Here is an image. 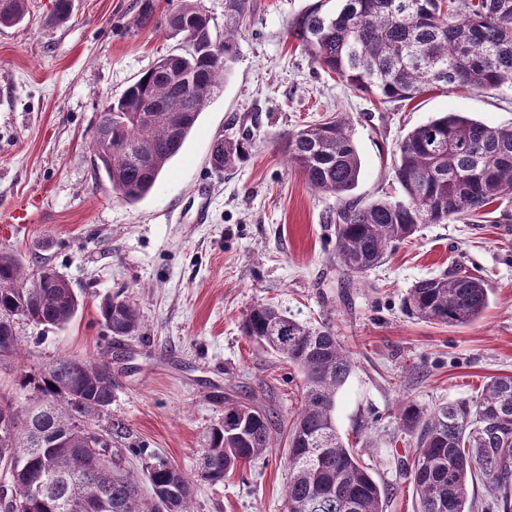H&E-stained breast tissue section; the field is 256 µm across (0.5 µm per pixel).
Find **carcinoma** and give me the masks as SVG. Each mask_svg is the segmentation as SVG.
<instances>
[{
	"label": "carcinoma",
	"instance_id": "cac0c4a2",
	"mask_svg": "<svg viewBox=\"0 0 512 512\" xmlns=\"http://www.w3.org/2000/svg\"><path fill=\"white\" fill-rule=\"evenodd\" d=\"M315 0L290 35L323 69L381 104L411 100L430 88L512 87V0ZM191 35L184 52L158 59L116 101L98 125L105 139L93 157L95 178L107 180L127 203L145 197L180 151L200 113L238 54L239 27L250 0H224V37L213 35L210 18L195 0H167ZM29 16L27 0H0V25ZM141 27H173L143 4ZM193 78L191 92L175 97L173 74ZM149 100L182 117L167 124L160 112H143ZM248 144L220 139L213 154L218 169L233 168ZM283 152L307 184L336 195V258L346 274H362L387 256L395 243L421 224H447L484 216L512 223V126H493L456 112L407 131L398 144L394 177L401 198L363 204L350 196L361 158L351 123L338 114L284 137ZM485 281L456 272L416 282L404 299L406 312L422 321L464 326L488 306ZM80 302L68 281L52 269L34 272L22 256L0 244V315L23 310L26 320L61 328ZM99 314L111 335H136L133 303L112 297ZM245 336L299 370L302 402L288 429L286 512H384L388 489L362 464L359 453L336 431V396L353 359L329 323H302L269 303H256L242 322ZM21 356L15 326L0 321V351ZM56 385L53 390L50 385ZM16 390L36 406L31 422L19 398L0 394V422L16 419L8 442L0 441V469L11 475L17 512H191V482L158 458L141 477L112 459V449L87 448L85 426L112 402V370L104 359L64 356L20 373ZM402 425L416 438L409 473L418 512H473L469 484L481 476L494 498L512 488V376L490 380L476 400L433 409L408 404ZM277 421L267 410L224 401V420L210 428L200 449L201 476L215 484L273 447ZM96 486L102 501L77 493L74 480ZM150 485V497L140 484Z\"/></svg>",
	"mask_w": 512,
	"mask_h": 512
}]
</instances>
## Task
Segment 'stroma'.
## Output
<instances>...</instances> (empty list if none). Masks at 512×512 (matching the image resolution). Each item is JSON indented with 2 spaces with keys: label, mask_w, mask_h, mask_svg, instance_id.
Returning a JSON list of instances; mask_svg holds the SVG:
<instances>
[{
  "label": "stroma",
  "mask_w": 512,
  "mask_h": 512,
  "mask_svg": "<svg viewBox=\"0 0 512 512\" xmlns=\"http://www.w3.org/2000/svg\"><path fill=\"white\" fill-rule=\"evenodd\" d=\"M142 2L73 0L69 21L53 25L54 0H28L25 23L0 25V243L63 275L80 299L63 328L17 323L25 357L0 366V389L63 355L108 360L112 404L99 424H118L112 445L125 469L161 457L193 475V512H285L286 434L242 475L216 485L195 475L225 398L274 412L284 426L300 406L298 370L241 330L252 305L272 302L299 321H330L348 347L354 368L336 398V429L390 489L386 512H417L408 479L415 439L400 411L476 399L491 378L512 375V233L490 223L423 224L381 264L346 277L331 221L336 199L288 164L283 137L345 113L362 160L355 196L397 198L394 157L408 130L442 112L510 125L512 88H433L378 103L314 64L290 36L313 0H252L226 81L152 191L128 203L94 176L100 112L182 48L172 33L137 26ZM225 137L250 142L226 172L207 163ZM24 207L29 219L16 223ZM458 267L490 289L478 320L448 326L405 314L416 281ZM116 295L138 309L136 336L113 337L101 320L100 303Z\"/></svg>",
  "instance_id": "1"
}]
</instances>
